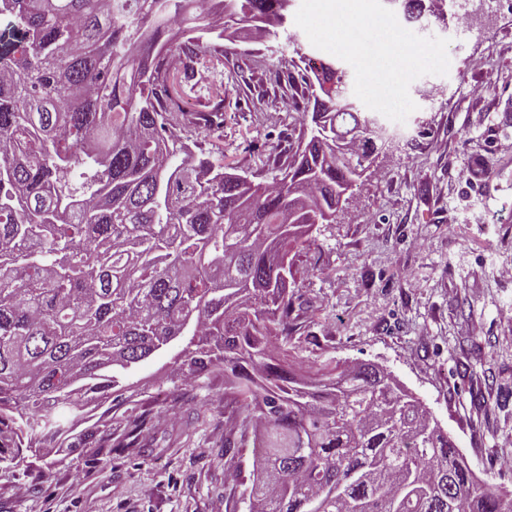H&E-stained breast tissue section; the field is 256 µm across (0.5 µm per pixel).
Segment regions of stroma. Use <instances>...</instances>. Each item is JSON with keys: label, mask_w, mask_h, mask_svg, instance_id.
Wrapping results in <instances>:
<instances>
[{"label": "stroma", "mask_w": 512, "mask_h": 512, "mask_svg": "<svg viewBox=\"0 0 512 512\" xmlns=\"http://www.w3.org/2000/svg\"><path fill=\"white\" fill-rule=\"evenodd\" d=\"M448 39L447 75L414 80L417 109L389 122L379 148L332 224L295 258L288 284L305 366H381L438 421L474 473L512 495V0H493L461 22L456 0L413 27ZM223 67L182 82L190 107L224 88V126L192 132L217 163L250 171L306 140L318 88L304 84L298 53L325 58L294 21L258 39L249 27L217 42ZM433 88L426 98L425 88ZM483 96H476V89ZM303 112H287L283 97ZM180 343L129 375L151 421L133 448L88 444L66 462L35 468L0 456V512H248L253 434L234 462L224 444V375L169 381ZM26 496H19V487Z\"/></svg>", "instance_id": "obj_1"}]
</instances>
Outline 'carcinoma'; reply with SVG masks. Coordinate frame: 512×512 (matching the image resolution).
I'll list each match as a JSON object with an SVG mask.
<instances>
[{"instance_id": "carcinoma-1", "label": "carcinoma", "mask_w": 512, "mask_h": 512, "mask_svg": "<svg viewBox=\"0 0 512 512\" xmlns=\"http://www.w3.org/2000/svg\"><path fill=\"white\" fill-rule=\"evenodd\" d=\"M199 0H0V448L29 467L43 441L71 454L121 410L136 443L146 415L125 382L171 341L184 380L224 370V396L254 429L250 512H512L420 403L371 363L296 378L282 343L299 331L278 260L336 186L366 170L382 125L345 105L349 76L299 55L318 85L311 121L349 137L343 159L311 137L266 158L270 182L214 163L177 123L214 126L224 98L176 113L197 70ZM291 0H219L225 32L277 36Z\"/></svg>"}]
</instances>
